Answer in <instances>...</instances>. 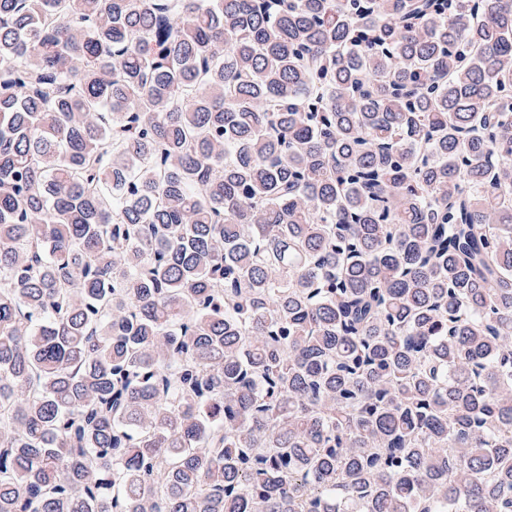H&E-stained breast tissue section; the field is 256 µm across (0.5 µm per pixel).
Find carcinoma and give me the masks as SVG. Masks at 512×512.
<instances>
[{
	"mask_svg": "<svg viewBox=\"0 0 512 512\" xmlns=\"http://www.w3.org/2000/svg\"><path fill=\"white\" fill-rule=\"evenodd\" d=\"M0 512H512V0H0Z\"/></svg>",
	"mask_w": 512,
	"mask_h": 512,
	"instance_id": "obj_1",
	"label": "carcinoma"
}]
</instances>
